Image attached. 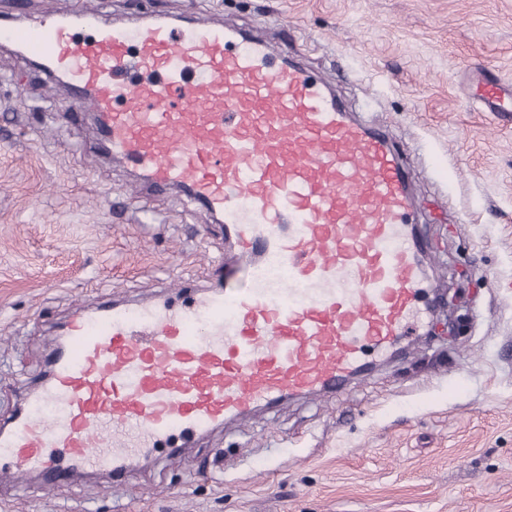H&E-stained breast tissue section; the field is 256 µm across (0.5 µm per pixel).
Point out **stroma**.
<instances>
[{
	"label": "stroma",
	"mask_w": 512,
	"mask_h": 512,
	"mask_svg": "<svg viewBox=\"0 0 512 512\" xmlns=\"http://www.w3.org/2000/svg\"><path fill=\"white\" fill-rule=\"evenodd\" d=\"M99 8L221 21L287 44L416 170L431 297L462 322L332 397L259 409L120 483L0 482V512H512V120L467 97L512 82V0H0V18ZM95 115L0 47V425L47 375L57 328L114 298L207 286L232 247L183 192L151 190L102 149Z\"/></svg>",
	"instance_id": "35a3bbf8"
}]
</instances>
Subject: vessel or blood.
<instances>
[{"label": "vessel or blood", "instance_id": "1", "mask_svg": "<svg viewBox=\"0 0 512 512\" xmlns=\"http://www.w3.org/2000/svg\"><path fill=\"white\" fill-rule=\"evenodd\" d=\"M65 76L104 151L219 215L236 246L212 283L74 316L49 372L0 427V480L121 477L136 457L302 393L335 394L415 329L421 243L410 169L328 82L241 30L149 17L0 26ZM475 102L512 108L479 78ZM278 265L282 276H270Z\"/></svg>", "mask_w": 512, "mask_h": 512}]
</instances>
